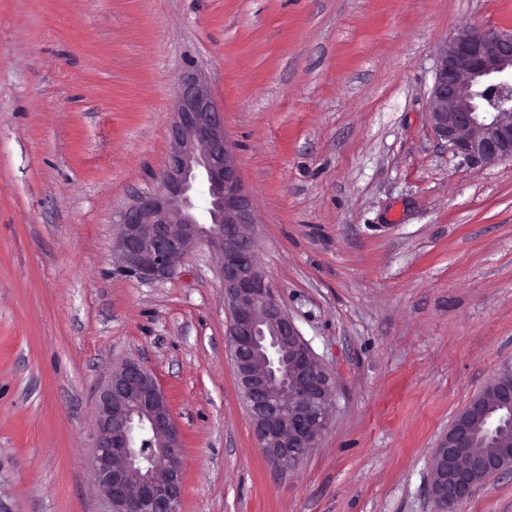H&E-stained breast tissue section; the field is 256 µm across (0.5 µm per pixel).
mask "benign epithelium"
<instances>
[{
    "instance_id": "benign-epithelium-1",
    "label": "benign epithelium",
    "mask_w": 512,
    "mask_h": 512,
    "mask_svg": "<svg viewBox=\"0 0 512 512\" xmlns=\"http://www.w3.org/2000/svg\"><path fill=\"white\" fill-rule=\"evenodd\" d=\"M512 70V30L459 32L442 49L428 101L437 139L477 166L512 161V87L500 75ZM170 151L150 192L118 214L116 241L123 267L142 282L178 274L199 244L208 247L230 315L228 344L238 387L249 404L253 434L271 465L294 467L316 446L333 408V378L274 295L257 261L256 217L236 154L224 127V110L196 74L183 77L168 120ZM208 196L207 221L198 218L195 191ZM493 399L476 395L438 442L430 496L448 512L488 481L512 468V448L464 461L481 429L501 433L512 425V364L496 373ZM291 394L284 421L270 413L273 395ZM508 412L496 423L491 409ZM94 470L112 512H179L183 491L182 435L157 378L136 360L113 370L96 400ZM156 441L154 460L142 463L137 433Z\"/></svg>"
}]
</instances>
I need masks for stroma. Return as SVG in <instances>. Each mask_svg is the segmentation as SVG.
I'll return each instance as SVG.
<instances>
[{
  "label": "stroma",
  "instance_id": "obj_1",
  "mask_svg": "<svg viewBox=\"0 0 512 512\" xmlns=\"http://www.w3.org/2000/svg\"><path fill=\"white\" fill-rule=\"evenodd\" d=\"M469 27L512 29V0H0V512H111L95 397L129 359L181 429V512H434L439 438L512 361V161L472 166L427 116ZM188 72L260 268L335 375L292 471L254 440L208 248L152 284L113 249ZM456 512H512V469Z\"/></svg>",
  "mask_w": 512,
  "mask_h": 512
}]
</instances>
